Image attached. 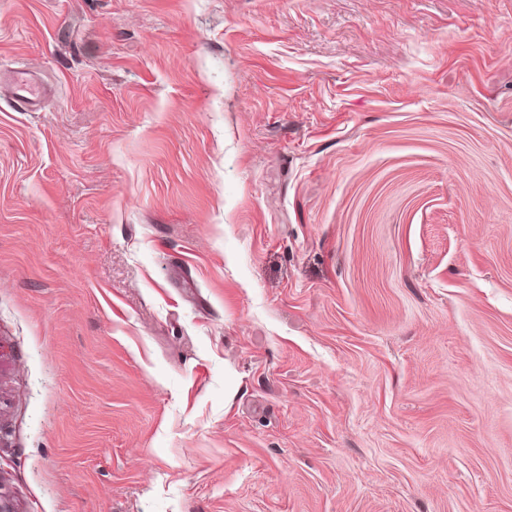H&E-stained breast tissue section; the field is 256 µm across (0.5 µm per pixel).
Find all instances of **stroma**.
I'll use <instances>...</instances> for the list:
<instances>
[{"mask_svg": "<svg viewBox=\"0 0 512 512\" xmlns=\"http://www.w3.org/2000/svg\"><path fill=\"white\" fill-rule=\"evenodd\" d=\"M0 502L512 512V0H0ZM9 85L11 98L20 107L34 106L44 95V88L23 69L13 71Z\"/></svg>", "mask_w": 512, "mask_h": 512, "instance_id": "obj_1", "label": "stroma"}]
</instances>
